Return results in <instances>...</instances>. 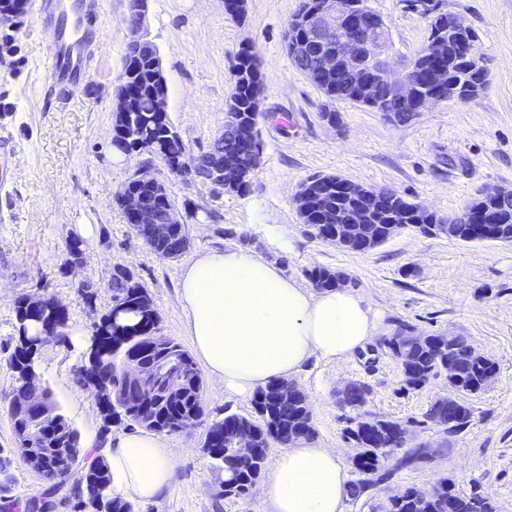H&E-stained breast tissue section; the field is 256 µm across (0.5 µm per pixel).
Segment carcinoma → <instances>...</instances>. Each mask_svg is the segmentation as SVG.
Returning a JSON list of instances; mask_svg holds the SVG:
<instances>
[{
	"label": "carcinoma",
	"mask_w": 512,
	"mask_h": 512,
	"mask_svg": "<svg viewBox=\"0 0 512 512\" xmlns=\"http://www.w3.org/2000/svg\"><path fill=\"white\" fill-rule=\"evenodd\" d=\"M157 47L147 45L138 52L128 51L119 79L131 89L139 102V111L128 114L126 121L113 118L112 146L123 151L138 148L153 156L161 157L172 165L184 149L181 137L173 135L168 113L155 111V98L162 90L160 78L154 69V55ZM253 53L241 49L236 54L233 75L234 88L230 95L232 111L237 119L224 122V137L214 140L208 149L198 155L199 164L219 155L234 160L237 170L251 174L260 161L257 148V95L262 84L261 73L253 69ZM373 73L372 101L362 99L353 87L349 65L340 63L336 69L318 74L311 82L330 100L351 101L383 112L397 123H406L411 112L427 97L432 88L419 85L411 95L402 98L394 93L391 85L379 74L378 65L366 62ZM448 86L455 88L460 97L469 94L471 86L480 79L468 71L466 60L448 45V57L443 62ZM308 186L313 215L306 218L307 233L312 238H322L336 232V224L347 211V200L336 198V176L317 174L309 177ZM126 193H136L155 209L158 216L175 208L168 193L159 192L147 183L128 181L122 186ZM490 209L493 220L488 231L473 234L467 223V211L479 206ZM352 206L364 211L371 224H394L404 230L416 229L420 224H439L443 219L424 211L417 204L401 195L388 199L380 206H373L366 199L352 201ZM458 227L456 239L463 243L512 244V204L504 208L491 201L471 200L462 212L451 217ZM136 235L160 258L180 257L189 236L185 224H174L163 237H155L147 225L135 226ZM313 285L319 289L339 288L345 283L342 272L323 266L306 271ZM112 308L94 326L93 342L98 344L99 359L90 367L92 379H84L93 385L99 396V409L103 428L109 429L112 420L120 419L128 426H139L157 433H180L194 428L205 416L203 403L204 381L200 369L189 351L175 338H168L162 350L151 347L154 332L158 331V317L142 306L150 300L147 289L123 266L112 271ZM18 344L9 360L13 373V384L9 393L0 400L10 421L13 435L35 434L44 437V443L33 449L45 459L52 472H69L74 460L65 458L50 447L53 441L66 437H79L78 431L61 412L48 387L37 394L43 407L41 419L16 413L15 403L28 399L23 392L26 379L37 375L36 354L44 333L28 335V326L36 324L45 329L54 324L55 315L50 305L33 313L26 305V296L16 301ZM411 327L403 325L386 339L387 345L401 365L404 382L411 388L426 385L431 379L444 375L462 400L453 404L448 419L447 433L454 436L462 432L471 422L473 409L467 406L465 397L479 392L498 369L497 363L476 353L468 339H448L440 334H429L413 343L409 336ZM134 359L142 365L154 368L158 363L183 371L181 382L172 388L145 389L138 394L125 393L122 365L127 359ZM282 383L273 381L259 390L253 400L254 415L251 417L236 413H224V417L213 419L209 425L222 428L232 437L241 432L255 435L254 446L244 451H234L227 443H213L208 448L210 457L217 468L228 469L226 478L233 486H220L218 494L224 497L245 499L247 488L255 483L261 474L271 443L286 446L298 440L309 441L315 436L312 415L301 392L288 397L281 394ZM407 432L406 427L393 420L377 416L357 415L348 420L344 429L345 438L360 452L354 458L355 469L366 479L362 485L380 483L395 472L388 464L389 449ZM88 466L92 470L71 486L69 495L59 496L58 487L48 486L40 494L52 503L59 502L72 512H133L131 502L115 493L112 488V474L104 459L98 458ZM12 459L0 454V496L9 492L14 481L11 472ZM388 512H498L497 505L477 492L470 494L456 490L449 477L439 479L432 492L425 497L414 487H408L398 497L390 500Z\"/></svg>",
	"instance_id": "1"
}]
</instances>
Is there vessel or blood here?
<instances>
[{
  "mask_svg": "<svg viewBox=\"0 0 512 512\" xmlns=\"http://www.w3.org/2000/svg\"><path fill=\"white\" fill-rule=\"evenodd\" d=\"M100 4L101 0H43L41 16L53 31L49 68L58 86H73L88 78L93 57L87 27Z\"/></svg>",
  "mask_w": 512,
  "mask_h": 512,
  "instance_id": "1",
  "label": "vessel or blood"
}]
</instances>
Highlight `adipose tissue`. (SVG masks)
<instances>
[{
	"label": "adipose tissue",
	"instance_id": "ef3b65f1",
	"mask_svg": "<svg viewBox=\"0 0 512 512\" xmlns=\"http://www.w3.org/2000/svg\"><path fill=\"white\" fill-rule=\"evenodd\" d=\"M177 303L208 374L248 398L285 381L311 359L339 362L377 333L370 305L345 288L316 292L286 278L254 248L207 251L184 268ZM103 455L120 491L162 503L175 457L156 436L120 434ZM346 468L332 448L297 441L267 470L259 499L268 512H345Z\"/></svg>",
	"mask_w": 512,
	"mask_h": 512
}]
</instances>
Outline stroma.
I'll return each mask as SVG.
<instances>
[{"mask_svg": "<svg viewBox=\"0 0 512 512\" xmlns=\"http://www.w3.org/2000/svg\"><path fill=\"white\" fill-rule=\"evenodd\" d=\"M129 0H104L91 47L95 69L72 89L53 85L50 35L41 0L15 27L0 25V395L12 384L8 358L17 344L16 301L45 294L63 303L68 329L82 338L46 343L36 362L82 444L100 442L102 419L94 389L80 382L94 322L112 307L114 266L129 269L147 289L162 333L189 344L176 301L183 268L198 254L254 246L286 277L305 282L306 269L343 270L348 289L364 296L379 331L366 351L338 363L312 359L294 382L308 396L314 442L336 449L355 491L345 512H387L392 496L427 490L442 476L464 492L491 498L512 512V244H464L445 235L403 230L381 246L350 253L304 235L295 194L314 174H336L366 187L391 189L445 218L479 194L512 188V0H437L478 35L487 85L466 104L437 103L408 123L357 103L332 101L293 65L284 47L300 0H247L243 20L224 0H148L147 33L157 46L168 88V116L191 154L205 151L224 128L236 52L252 47L262 74L258 130L260 163L241 196L189 181L148 153L114 150L112 111L123 69ZM384 20L388 60L399 67L427 36L425 18L407 0H367ZM335 113L327 121L326 113ZM165 183L193 239L181 257L155 255L127 223L114 194L139 168ZM84 243L83 262L67 270L66 243ZM95 286L92 303L79 293ZM416 333L467 337L498 364L494 379L468 401L463 433L451 436L422 418L448 395L445 377L405 387L401 367L383 340L399 324ZM361 382L364 411L406 425L409 440L435 448L429 459L359 490L356 448L343 430L352 411L336 392ZM204 427L164 435L176 453L173 483L162 505L139 501L135 512H259L258 501L218 497L224 474L202 446Z\"/></svg>", "mask_w": 512, "mask_h": 512, "instance_id": "stroma-1", "label": "stroma"}]
</instances>
